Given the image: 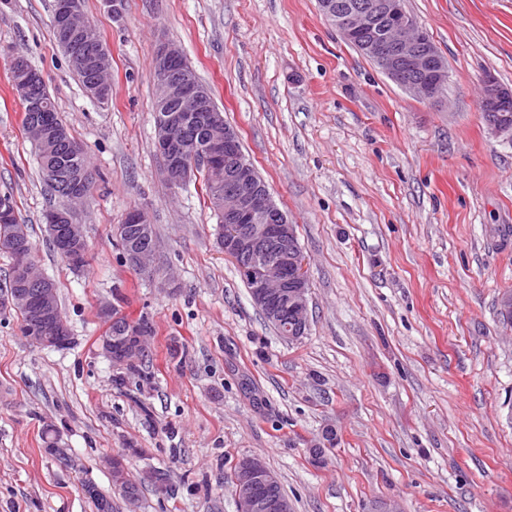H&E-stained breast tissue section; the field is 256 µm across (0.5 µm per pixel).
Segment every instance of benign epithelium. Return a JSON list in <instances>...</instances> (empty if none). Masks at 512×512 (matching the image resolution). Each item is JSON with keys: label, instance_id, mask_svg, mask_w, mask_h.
<instances>
[{"label": "benign epithelium", "instance_id": "obj_1", "mask_svg": "<svg viewBox=\"0 0 512 512\" xmlns=\"http://www.w3.org/2000/svg\"><path fill=\"white\" fill-rule=\"evenodd\" d=\"M323 14L345 42L370 58L404 90L423 99H434L448 81L444 59L427 31L404 9V0H321ZM67 30L89 33L91 24L73 6L57 18ZM182 51L165 41L154 62V100L159 102L156 121V149L162 173L173 187L181 186L205 165L222 192L215 202L224 216V255L242 262V270L255 283L252 299L265 318L282 329L284 338L297 341L307 335L309 278L306 260L295 226L273 201L268 186L259 181L255 167L239 149L236 130L224 119V112L211 105L208 95L192 74L181 65ZM11 75L22 92L38 81L26 58L16 56ZM481 109L492 133L512 136V90L500 87L487 75L483 79ZM28 137L49 145L53 153L66 132L53 114L42 109L32 114ZM61 216L48 214V231L59 235L60 246L73 266L87 260L79 250L86 240L81 224H62ZM125 222L137 225L140 234L149 231L143 210H130ZM22 280L0 299L7 307L19 303L29 311L25 327L35 347H61L69 339V328L59 316L56 292L51 282L36 278L25 260L27 240H17ZM153 252L128 243V261L142 275L151 277ZM143 345V336L132 325L101 337L102 350L114 367L125 368L133 352ZM277 475L258 461L239 462L235 480L238 512H292L287 498L277 492Z\"/></svg>", "mask_w": 512, "mask_h": 512}]
</instances>
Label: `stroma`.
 I'll return each mask as SVG.
<instances>
[{"mask_svg":"<svg viewBox=\"0 0 512 512\" xmlns=\"http://www.w3.org/2000/svg\"><path fill=\"white\" fill-rule=\"evenodd\" d=\"M54 0H0V192L56 281L70 342L32 346L0 314V512H236L237 463L274 471L293 512H512V137L492 136L482 79L512 87V0H406L448 65L416 98L348 45L317 0H103L87 19L112 55V100L84 91L51 28ZM177 43L296 226L310 281L307 336L276 335L217 243L201 176L172 188L155 148L153 63ZM42 75L94 183L74 214L85 266L52 251L58 207L22 127L9 64ZM154 224L160 270L126 262L114 228ZM146 320L122 375L99 309ZM333 429L324 464L310 450ZM59 436L67 464L43 451ZM145 484L114 494L109 460Z\"/></svg>","mask_w":512,"mask_h":512,"instance_id":"obj_1","label":"stroma"}]
</instances>
